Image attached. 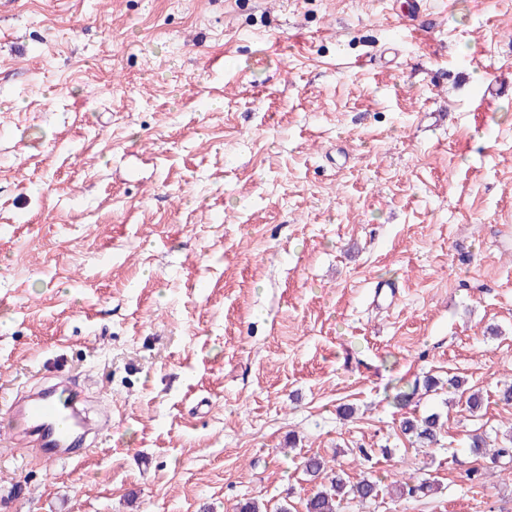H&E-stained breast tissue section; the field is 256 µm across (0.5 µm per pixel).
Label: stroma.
<instances>
[{
  "label": "stroma",
  "mask_w": 512,
  "mask_h": 512,
  "mask_svg": "<svg viewBox=\"0 0 512 512\" xmlns=\"http://www.w3.org/2000/svg\"><path fill=\"white\" fill-rule=\"evenodd\" d=\"M426 2L0 0V512H305L313 455L381 481L338 512H512V0ZM60 370L112 428L51 464ZM82 393V387L65 381L44 387L11 406L37 436L45 459L73 461L75 448L85 447L88 429L77 408ZM402 433L414 438L422 447H433L440 434V416L436 413L425 416L405 417L401 423Z\"/></svg>",
  "instance_id": "35a3bbf8"
}]
</instances>
